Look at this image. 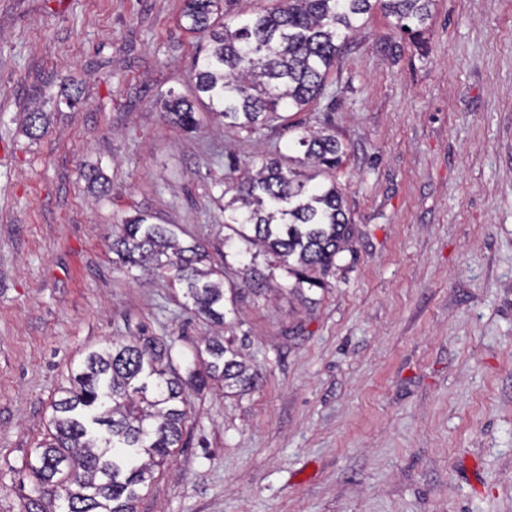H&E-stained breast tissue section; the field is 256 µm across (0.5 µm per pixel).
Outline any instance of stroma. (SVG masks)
<instances>
[{"instance_id": "obj_1", "label": "stroma", "mask_w": 512, "mask_h": 512, "mask_svg": "<svg viewBox=\"0 0 512 512\" xmlns=\"http://www.w3.org/2000/svg\"><path fill=\"white\" fill-rule=\"evenodd\" d=\"M183 6L0 0V512H65L28 465L89 351L159 336L182 374L212 333L168 278L113 265V222L138 209L221 245L229 163L292 138L164 118L194 84ZM72 81L79 103L56 105ZM324 119L352 248L305 297L280 269L274 293L242 289L257 383L187 390L136 512H512V0H437L413 39L373 11L293 117Z\"/></svg>"}]
</instances>
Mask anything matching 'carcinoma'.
Masks as SVG:
<instances>
[{"label": "carcinoma", "mask_w": 512, "mask_h": 512, "mask_svg": "<svg viewBox=\"0 0 512 512\" xmlns=\"http://www.w3.org/2000/svg\"><path fill=\"white\" fill-rule=\"evenodd\" d=\"M223 0H185L186 30L206 33L209 46L194 60V99L170 93L166 119L181 128L199 124L196 108L233 129L255 132L303 110L320 97L350 34L376 8L410 36L426 28L436 0H271L260 11L221 23ZM46 113L27 115L26 133H44ZM295 154L273 153L230 169L218 201L227 250L213 260L175 224H156L136 212L113 225L112 262L167 276L191 309L226 330L235 312L226 305L228 253L240 259L245 284L267 285L259 255L270 256L295 278L293 288L322 286L352 235L336 170L346 146L328 127L288 125ZM101 195L109 193L98 168L85 172ZM173 345L157 336L114 340L89 352L69 386L53 402L55 433L41 444L31 472L66 502V512H135L138 491L179 447L188 417L185 389L214 383L243 393L257 381L234 336H213L196 349L187 376L172 365Z\"/></svg>", "instance_id": "1"}]
</instances>
